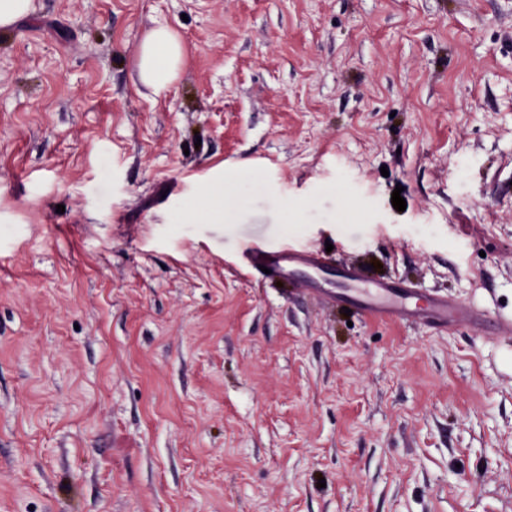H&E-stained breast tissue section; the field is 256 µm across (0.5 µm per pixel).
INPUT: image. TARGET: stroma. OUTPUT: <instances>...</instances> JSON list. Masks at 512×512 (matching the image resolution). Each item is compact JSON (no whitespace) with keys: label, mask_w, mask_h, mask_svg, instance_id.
Returning a JSON list of instances; mask_svg holds the SVG:
<instances>
[{"label":"stroma","mask_w":512,"mask_h":512,"mask_svg":"<svg viewBox=\"0 0 512 512\" xmlns=\"http://www.w3.org/2000/svg\"><path fill=\"white\" fill-rule=\"evenodd\" d=\"M248 241L512 317V0L0 30V512H512V335L344 316L239 277ZM185 59L182 42L168 27L152 29L142 44L138 62L141 80L156 94L165 93Z\"/></svg>","instance_id":"35a3bbf8"}]
</instances>
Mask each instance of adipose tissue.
<instances>
[{"label": "adipose tissue", "instance_id": "1", "mask_svg": "<svg viewBox=\"0 0 512 512\" xmlns=\"http://www.w3.org/2000/svg\"><path fill=\"white\" fill-rule=\"evenodd\" d=\"M184 59V48L176 32L167 27L152 29L142 44L140 77L155 93H165Z\"/></svg>", "mask_w": 512, "mask_h": 512}]
</instances>
